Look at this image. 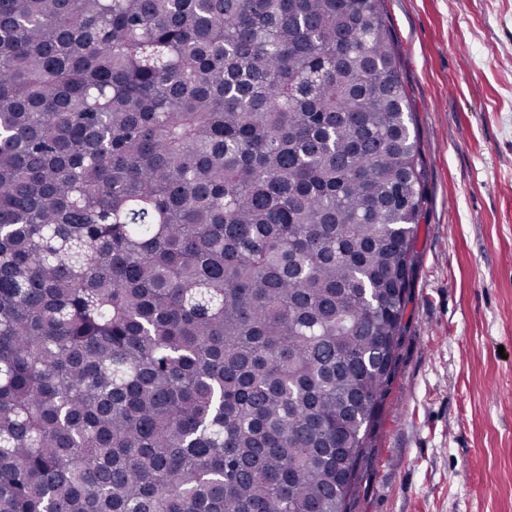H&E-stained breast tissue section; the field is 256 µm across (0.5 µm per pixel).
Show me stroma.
<instances>
[{
    "label": "stroma",
    "mask_w": 512,
    "mask_h": 512,
    "mask_svg": "<svg viewBox=\"0 0 512 512\" xmlns=\"http://www.w3.org/2000/svg\"><path fill=\"white\" fill-rule=\"evenodd\" d=\"M424 204L349 512H512V0H385Z\"/></svg>",
    "instance_id": "stroma-1"
}]
</instances>
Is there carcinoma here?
<instances>
[{
    "mask_svg": "<svg viewBox=\"0 0 512 512\" xmlns=\"http://www.w3.org/2000/svg\"><path fill=\"white\" fill-rule=\"evenodd\" d=\"M385 0H0V512H347L424 202Z\"/></svg>",
    "mask_w": 512,
    "mask_h": 512,
    "instance_id": "carcinoma-1",
    "label": "carcinoma"
}]
</instances>
